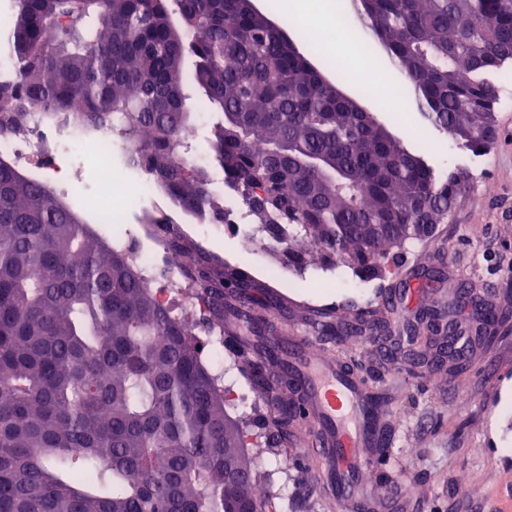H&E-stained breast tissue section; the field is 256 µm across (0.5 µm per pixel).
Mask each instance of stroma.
<instances>
[{
	"label": "stroma",
	"instance_id": "1",
	"mask_svg": "<svg viewBox=\"0 0 512 512\" xmlns=\"http://www.w3.org/2000/svg\"><path fill=\"white\" fill-rule=\"evenodd\" d=\"M315 63L379 121L391 124L390 112L361 96L359 87L401 82L392 63L373 70L363 56L344 50L331 59L318 56ZM498 85V138L481 155L459 150L438 131L430 145H422L412 134L423 125L419 113H410L409 127L394 126L404 146L426 149L437 175L461 171L467 182L446 223L428 239L407 244L392 274L365 280L347 266L317 263L300 271L266 246L244 252L216 232L204 240L227 265L270 280L285 295L288 304L277 313L282 332L307 330L314 307L353 326L343 343L312 336L308 346L343 362L379 398L391 464L365 477L378 512H495L496 491L512 477V379H499L512 370V88L503 79ZM271 266L279 269L272 280L266 275ZM465 290L480 296L500 320L490 329V344L450 361L439 354L438 330L463 312ZM232 417L251 432L246 451L255 462L256 482L266 490L267 512H363L359 501L324 502L301 464L302 422L275 448L268 441L279 430L278 416L263 395H256L252 410ZM452 457L468 471L466 484H456L449 472Z\"/></svg>",
	"mask_w": 512,
	"mask_h": 512
}]
</instances>
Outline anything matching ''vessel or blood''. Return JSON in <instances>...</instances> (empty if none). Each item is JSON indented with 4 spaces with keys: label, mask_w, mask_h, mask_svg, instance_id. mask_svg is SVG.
I'll return each mask as SVG.
<instances>
[{
    "label": "vessel or blood",
    "mask_w": 512,
    "mask_h": 512,
    "mask_svg": "<svg viewBox=\"0 0 512 512\" xmlns=\"http://www.w3.org/2000/svg\"><path fill=\"white\" fill-rule=\"evenodd\" d=\"M301 381L304 417L312 424L307 464L328 497H343L374 466L380 438L379 415L366 385L344 365L309 350L305 336L289 338Z\"/></svg>",
    "instance_id": "vessel-or-blood-1"
}]
</instances>
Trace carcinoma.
<instances>
[{"label":"carcinoma","instance_id":"carcinoma-1","mask_svg":"<svg viewBox=\"0 0 512 512\" xmlns=\"http://www.w3.org/2000/svg\"><path fill=\"white\" fill-rule=\"evenodd\" d=\"M362 16L424 122L461 150L487 151L512 63V0H363ZM11 47L18 70L0 82V131L22 135L43 112L115 134L173 209L223 224L218 190L180 136L194 124L183 76L193 58L224 188L297 267L315 257L379 278L389 250L429 237L464 186L366 120L323 83L303 37L267 27L245 0H16ZM144 223L183 258L214 321L232 300L284 437L301 415L300 382L262 312L286 300L176 223ZM309 327L351 335L319 311ZM188 335L126 252L0 160V512H266L255 482L225 476L253 468L248 429L224 433V394Z\"/></svg>","mask_w":512,"mask_h":512}]
</instances>
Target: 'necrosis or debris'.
<instances>
[{"label":"necrosis or debris","instance_id":"4bbe7bcc","mask_svg":"<svg viewBox=\"0 0 512 512\" xmlns=\"http://www.w3.org/2000/svg\"><path fill=\"white\" fill-rule=\"evenodd\" d=\"M128 153V148L113 140L111 135L74 131L39 115L32 120L25 135L17 137L0 133L1 158L18 167L38 170L51 181L64 183L85 171H95L96 217L102 224L124 223L127 201L131 196L145 199L156 194L149 176H142L135 184L114 176L116 155ZM114 243L131 256L165 306L180 308L200 355L216 375H223L225 368L232 365L231 360L224 356L223 333L209 326L202 305L190 304L183 286L180 259L151 233L143 237L121 236L115 238Z\"/></svg>","mask_w":512,"mask_h":512}]
</instances>
